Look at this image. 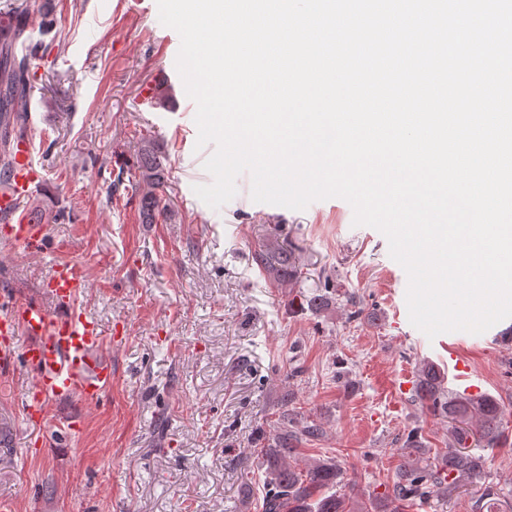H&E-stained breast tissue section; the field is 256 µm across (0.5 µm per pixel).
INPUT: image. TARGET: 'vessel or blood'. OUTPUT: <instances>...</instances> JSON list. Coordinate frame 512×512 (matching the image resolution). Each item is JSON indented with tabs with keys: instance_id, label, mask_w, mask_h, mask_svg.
I'll use <instances>...</instances> for the list:
<instances>
[{
	"instance_id": "vessel-or-blood-1",
	"label": "vessel or blood",
	"mask_w": 512,
	"mask_h": 512,
	"mask_svg": "<svg viewBox=\"0 0 512 512\" xmlns=\"http://www.w3.org/2000/svg\"><path fill=\"white\" fill-rule=\"evenodd\" d=\"M35 140H18L10 178L0 183V218L10 222L14 239L25 247L38 246L41 225L31 223L26 205L40 187L34 164ZM87 286L79 266L62 264L55 268L48 292L56 309L31 300H8L0 306V370L23 368L32 376L24 403L28 421L44 419L51 402L76 397L97 400L112 381V367L94 361L103 344L99 324L75 304ZM25 345H18L19 336Z\"/></svg>"
}]
</instances>
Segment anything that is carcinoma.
Returning <instances> with one entry per match:
<instances>
[{
  "instance_id": "1",
  "label": "carcinoma",
  "mask_w": 512,
  "mask_h": 512,
  "mask_svg": "<svg viewBox=\"0 0 512 512\" xmlns=\"http://www.w3.org/2000/svg\"><path fill=\"white\" fill-rule=\"evenodd\" d=\"M18 10L13 6L0 12V182L11 175L14 136L27 130L22 106L31 93L32 60L44 57L52 49V43L41 42L28 54L17 55L15 45L24 37L25 29L13 26L8 17ZM167 162L159 144L144 137L138 151L137 173L128 178L126 186L121 180L109 186L112 195L121 185L126 191L141 193L139 213L144 224L168 217L164 192ZM255 261L279 282L292 281L300 275L298 257L292 249L267 247L255 253ZM443 380L433 364H422L416 397L457 423L448 437V451L443 453L444 465L420 467L409 457L398 470L390 495L372 496L354 504L332 493L343 474L338 464L324 458L296 459L298 442L316 436L320 427L313 421L294 422L278 434L275 447L260 449L266 461L263 512H401L405 503L428 504L434 498L445 501L460 482L480 476L484 459L466 451V442L475 435L490 445L497 441L503 428L501 404L485 395H450ZM496 495L486 487L472 501V512H492L491 501Z\"/></svg>"
}]
</instances>
